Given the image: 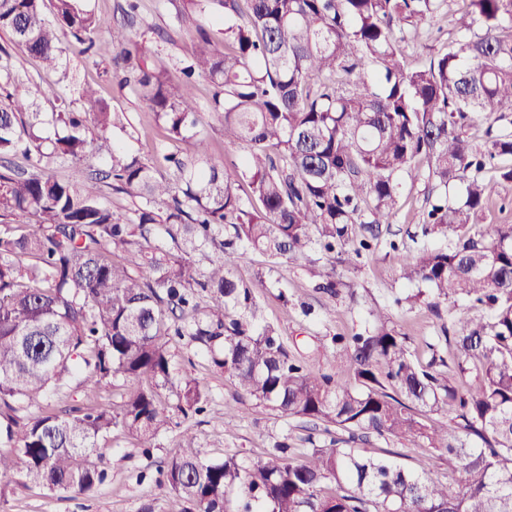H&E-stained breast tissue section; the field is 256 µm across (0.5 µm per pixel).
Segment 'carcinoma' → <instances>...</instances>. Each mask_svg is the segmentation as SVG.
Returning a JSON list of instances; mask_svg holds the SVG:
<instances>
[{"label": "carcinoma", "mask_w": 512, "mask_h": 512, "mask_svg": "<svg viewBox=\"0 0 512 512\" xmlns=\"http://www.w3.org/2000/svg\"><path fill=\"white\" fill-rule=\"evenodd\" d=\"M182 2L187 14L224 16V50L198 28L201 46L184 73L219 87L213 110L224 143L246 148L234 173L201 139L191 159L163 156L169 179L114 144L102 173L81 186L61 182L43 158H86L88 124L123 128L126 113L108 111L83 86L79 109L53 113L65 133L46 153L36 100L0 101V157L32 161L0 173V417L10 448L0 453V478L89 493L105 479L100 461L113 432L159 446L173 414L200 413L207 402L199 381L175 368V343L186 338L234 382L228 420L248 400L343 436L296 455L285 435L257 460H214L184 439L165 471L169 512H512V224L487 234L474 223L487 205L485 170L512 181L503 163L512 126H488L481 147L470 135L480 113L512 112V0H463L460 37L416 66L403 43L448 0ZM99 27L84 0H0V30L48 69L62 66L66 35L97 51ZM110 38L120 82L170 139L183 138L197 124L191 85L169 87L132 55L128 25L113 26ZM424 175L437 189L424 233L446 245L415 256L390 249L403 277L427 286L405 302L426 306L440 334L424 355L375 307L362 331L331 337L352 370L338 380L288 348L264 317L258 284L235 268L249 252L274 268L319 250L355 270L396 215L403 180ZM103 180L167 208H140L134 219L114 212L99 201ZM20 216L34 221L32 232H18L11 218ZM212 245L222 256L200 265ZM26 255L36 264L21 265ZM450 299L485 313H450ZM119 380L135 386L117 406L47 402L74 382L92 399ZM29 408L37 412L20 415ZM371 437L416 440L446 459L448 474L354 447Z\"/></svg>", "instance_id": "carcinoma-1"}]
</instances>
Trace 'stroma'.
I'll return each instance as SVG.
<instances>
[{"label":"stroma","mask_w":512,"mask_h":512,"mask_svg":"<svg viewBox=\"0 0 512 512\" xmlns=\"http://www.w3.org/2000/svg\"><path fill=\"white\" fill-rule=\"evenodd\" d=\"M137 11L132 27L133 44L147 58L151 68L163 72L173 87L183 82L181 68L197 51V27H210L209 17L180 15L182 0H136ZM460 7L450 0L440 24L442 39L431 37L428 28H421L406 48L411 63L421 64L430 56L444 51L448 41L456 37L455 22ZM65 70L48 73L39 61L20 50L9 35L0 32V48L6 52L0 64L7 66L10 88L19 94L35 91L41 111L55 112L64 107H78L77 88L94 86L110 110L127 113L125 129L108 132L109 141L122 146L129 154L154 163L156 172L168 176L162 154L177 153L185 157L194 153L196 139H205L213 155L225 163L239 160L243 148L228 150L224 145L223 125L212 110L217 88L207 77L195 82L196 109L199 124L181 140L169 139L162 124L156 121L148 105L131 87L121 85L111 55L81 54L74 41H67ZM488 203L477 218L484 230L498 224H512V182L501 180L496 172L485 176ZM430 186L427 180L405 185L401 207L392 223L382 225L379 244L361 260L357 270L346 274V287L336 296L317 292L319 274L329 272L326 262L302 261L282 267H270L259 254H247L236 269L247 282L264 280L258 296L270 322L276 325L289 344L310 355L323 370L346 379L347 364L337 361L332 349L318 346L319 339L333 335H349L359 331L375 306L390 309L397 328L409 336L413 348L425 351L427 343L438 334L439 321L427 309L400 307L396 298L414 288L403 278L389 249L390 243L418 251L427 243L421 230V213L426 205ZM309 306L310 315H303L302 306ZM177 370L197 378L206 390L209 401L204 413L176 418L171 431L160 447L142 448L122 433H113L103 459L105 481L88 494L51 492L35 487L10 484L0 497V512H168L170 492L163 473L174 444L184 436L193 438L205 453L213 457L225 452H239L247 459L258 458L265 448L282 437H289L294 447L306 448L308 441L327 444L329 434L300 419L277 416L268 408L246 402L234 421L225 423L224 402L231 399L234 386L223 372L215 369L197 344L181 342L175 349ZM365 454L384 457L394 454L396 460L417 472H443L447 466L437 453L420 447L417 442L374 439L364 444Z\"/></svg>","instance_id":"stroma-1"}]
</instances>
